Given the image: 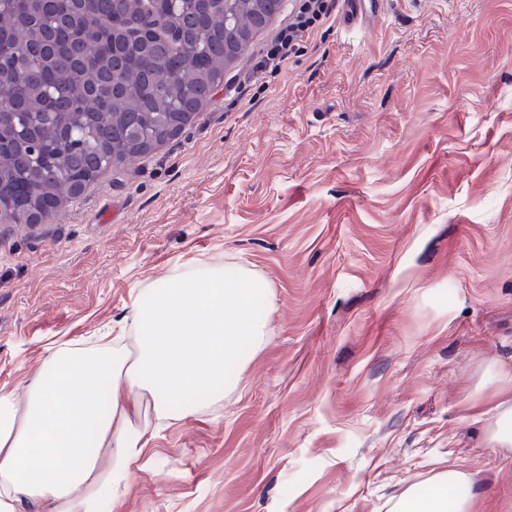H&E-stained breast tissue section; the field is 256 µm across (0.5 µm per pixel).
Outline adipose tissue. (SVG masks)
Listing matches in <instances>:
<instances>
[{"instance_id": "1", "label": "adipose tissue", "mask_w": 512, "mask_h": 512, "mask_svg": "<svg viewBox=\"0 0 512 512\" xmlns=\"http://www.w3.org/2000/svg\"><path fill=\"white\" fill-rule=\"evenodd\" d=\"M238 262L196 260L142 288L120 334L43 349L22 391L0 388V512H107L149 438L220 408L270 334V289ZM468 476L439 472L388 512H473Z\"/></svg>"}]
</instances>
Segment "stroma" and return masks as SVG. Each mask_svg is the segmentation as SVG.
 <instances>
[{
	"label": "stroma",
	"instance_id": "obj_1",
	"mask_svg": "<svg viewBox=\"0 0 512 512\" xmlns=\"http://www.w3.org/2000/svg\"><path fill=\"white\" fill-rule=\"evenodd\" d=\"M292 5L182 131L43 224L0 223V388L120 329L178 263L275 293L244 385L160 431L112 512H386L469 475L512 512V0H388L255 76ZM493 439L503 448L512 447V404H505L495 423Z\"/></svg>",
	"mask_w": 512,
	"mask_h": 512
}]
</instances>
